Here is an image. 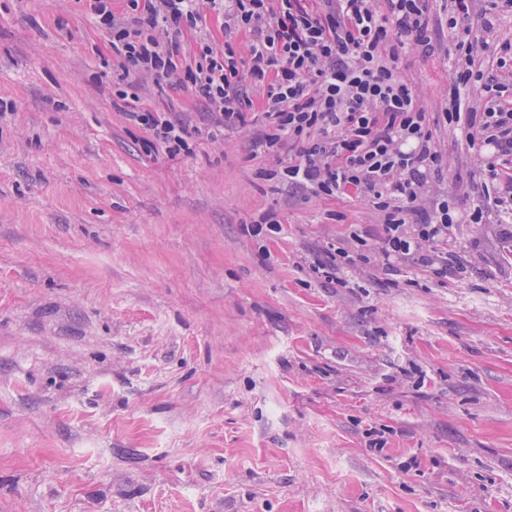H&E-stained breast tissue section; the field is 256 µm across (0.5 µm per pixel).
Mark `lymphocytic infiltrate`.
Returning a JSON list of instances; mask_svg holds the SVG:
<instances>
[{"label":"lymphocytic infiltrate","mask_w":512,"mask_h":512,"mask_svg":"<svg viewBox=\"0 0 512 512\" xmlns=\"http://www.w3.org/2000/svg\"><path fill=\"white\" fill-rule=\"evenodd\" d=\"M448 18L457 56L456 80L444 112L432 115L398 71L405 48L431 49L429 0H389V14L374 0H127L133 25L116 20L111 0H93L100 24L110 29L123 73L167 83L191 84L205 99L218 125L247 126L253 103L240 92L251 80L262 93L264 142L288 147L283 172L288 181L314 195L333 197L356 190L383 216L380 254L399 259L427 246L448 243L457 221L456 204L433 198L426 220L406 231L418 208L424 177L442 172L434 129L448 124L469 146L486 152L485 167L500 188L469 215H512V70H503L497 93L484 105L472 103L482 74L474 68L480 43L468 24L471 0H453ZM223 14L225 31H247L244 51L232 43H200L195 68L175 61L180 24L197 25L204 12ZM170 156L188 151L190 133L182 122L159 112L136 113Z\"/></svg>","instance_id":"obj_1"}]
</instances>
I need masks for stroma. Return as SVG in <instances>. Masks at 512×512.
I'll use <instances>...</instances> for the list:
<instances>
[{
    "label": "stroma",
    "mask_w": 512,
    "mask_h": 512,
    "mask_svg": "<svg viewBox=\"0 0 512 512\" xmlns=\"http://www.w3.org/2000/svg\"><path fill=\"white\" fill-rule=\"evenodd\" d=\"M450 5L398 64L429 112ZM227 37L208 13L182 61ZM486 39L489 83L512 10ZM121 62L88 0H0V512H512V222L453 225L446 274L385 267L366 199L262 178L287 154L258 121L207 137L191 89L118 107ZM434 137L427 195L472 211L481 156ZM330 252L344 284L310 269ZM162 112H136L135 118L140 124L153 132L154 138L161 149L171 157L181 152H190L188 139L192 134L182 122L167 118Z\"/></svg>",
    "instance_id": "stroma-1"
}]
</instances>
